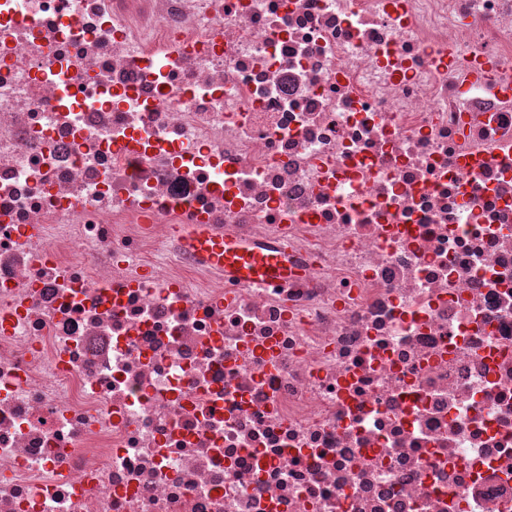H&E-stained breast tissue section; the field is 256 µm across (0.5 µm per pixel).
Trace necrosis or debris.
<instances>
[{
    "instance_id": "necrosis-or-debris-1",
    "label": "necrosis or debris",
    "mask_w": 512,
    "mask_h": 512,
    "mask_svg": "<svg viewBox=\"0 0 512 512\" xmlns=\"http://www.w3.org/2000/svg\"><path fill=\"white\" fill-rule=\"evenodd\" d=\"M0 512H512V0H0ZM188 247L197 255L224 269V275L238 282L268 285L288 283L299 271L285 259L284 253H262L236 239L215 235L206 225L196 224L185 232Z\"/></svg>"
}]
</instances>
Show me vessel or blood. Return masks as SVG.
<instances>
[{"label": "vessel or blood", "instance_id": "obj_1", "mask_svg": "<svg viewBox=\"0 0 512 512\" xmlns=\"http://www.w3.org/2000/svg\"><path fill=\"white\" fill-rule=\"evenodd\" d=\"M185 239L193 252L223 268L225 276L243 283L283 284L298 274L284 254L250 249L237 240L215 235L203 224L189 228Z\"/></svg>", "mask_w": 512, "mask_h": 512}]
</instances>
